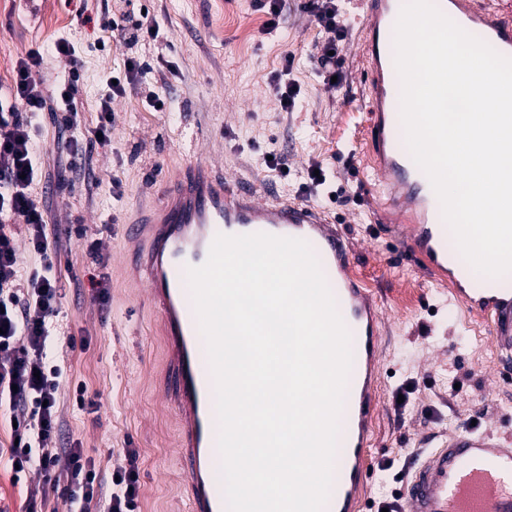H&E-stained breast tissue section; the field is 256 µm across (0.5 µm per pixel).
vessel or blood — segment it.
<instances>
[{
  "instance_id": "b4317fda",
  "label": "vessel or blood",
  "mask_w": 512,
  "mask_h": 512,
  "mask_svg": "<svg viewBox=\"0 0 512 512\" xmlns=\"http://www.w3.org/2000/svg\"><path fill=\"white\" fill-rule=\"evenodd\" d=\"M454 23L512 57V9L502 0H434ZM361 32V82L352 104L369 114V142L377 159L370 180L395 222L412 226L411 253L448 264V239L439 200L424 171L400 145V79L395 67L394 0H354ZM266 233L306 241L317 256L352 341L353 363L340 416L333 483L323 512H358L369 478L371 420L378 391L383 318L370 288L351 274L348 237L318 205L291 201L243 176L217 175L191 164L167 190L161 207L135 215L125 229L137 270L162 318L168 355L166 395L182 425L177 447L188 468V512H226L219 454L215 387L192 302L186 270L203 265L216 235ZM468 313L487 319L495 345L512 357V287L460 288ZM404 512H512V448L495 436L466 429L407 472Z\"/></svg>"
}]
</instances>
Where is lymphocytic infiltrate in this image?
Instances as JSON below:
<instances>
[{
    "label": "lymphocytic infiltrate",
    "mask_w": 512,
    "mask_h": 512,
    "mask_svg": "<svg viewBox=\"0 0 512 512\" xmlns=\"http://www.w3.org/2000/svg\"><path fill=\"white\" fill-rule=\"evenodd\" d=\"M301 9L322 33L319 74L327 81L341 76L340 54L348 28L336 0H304ZM103 27L125 46L150 44L160 36L158 21L146 13L113 18ZM50 52L71 60L76 57L73 44L64 38L51 51L30 50L16 61L9 86L0 90V406L7 407L17 422L9 461L20 471L34 468L43 475L44 488L30 491L28 512H38L39 499L50 489L57 491L65 512H137L136 450L125 449V465L105 478L81 441L66 448L59 444L61 369L50 363L46 348L57 333L55 319L61 308L57 278L61 239L49 229L47 201L34 188L42 183L58 193L77 180L95 182L89 154L111 149L112 103L142 85L147 66L140 57L126 59L123 72L100 95L96 120L90 124L76 98L78 67H71L50 90L33 79V70L42 67ZM49 105L58 119L57 147L67 162L47 181L36 145L37 119ZM14 224L25 225L28 247L40 258L39 268L24 270L10 231Z\"/></svg>",
    "instance_id": "lymphocytic-infiltrate-1"
}]
</instances>
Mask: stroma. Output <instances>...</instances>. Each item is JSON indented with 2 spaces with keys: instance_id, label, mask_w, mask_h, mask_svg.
Returning a JSON list of instances; mask_svg holds the SVG:
<instances>
[{
  "instance_id": "stroma-1",
  "label": "stroma",
  "mask_w": 512,
  "mask_h": 512,
  "mask_svg": "<svg viewBox=\"0 0 512 512\" xmlns=\"http://www.w3.org/2000/svg\"><path fill=\"white\" fill-rule=\"evenodd\" d=\"M146 5L166 32L157 45L127 47L110 39L102 23L126 12L125 0H0V86L12 78L13 62L33 48L67 38L80 60L78 101L94 120L105 73H119L127 55L138 54L153 71L149 89H135L113 104L112 149L95 151L101 188L75 183L48 199L51 224L83 219V235L63 238L58 256L64 297L58 334L48 354L63 370L58 415L64 439L81 441L104 471L123 464V449L139 454L140 512H183L186 467L175 449L176 417L163 398L164 339L146 305L144 287L125 272V222L137 208L153 205L185 164L206 161L229 174H250L281 196H298L312 167H322L336 188L320 196L335 212L351 243L352 267L378 298L384 317L382 373L373 424L375 471L364 494L379 502L406 472L441 441L442 434L475 426L512 447V367L504 368L489 325L474 326L465 308L449 305V289L434 285L426 261L406 249V227L374 207L360 157L369 148L367 116L346 104L359 81L357 25H350L342 52L341 87L323 85L316 66L320 29L286 0L276 33L263 30L264 14L251 0H134ZM300 89L290 112L281 111L272 84L284 63ZM166 97V110L147 103L149 92ZM276 150L287 176L264 162ZM120 179L123 196L104 195ZM111 226H104V216ZM101 242L112 303L101 311L90 285L75 277L94 268L87 241ZM418 291L410 310L398 296L407 282ZM417 381L404 409L392 393ZM84 387L89 408L75 402ZM9 415L0 408V512H27L28 489L41 484L37 470L14 479L8 464Z\"/></svg>"
}]
</instances>
